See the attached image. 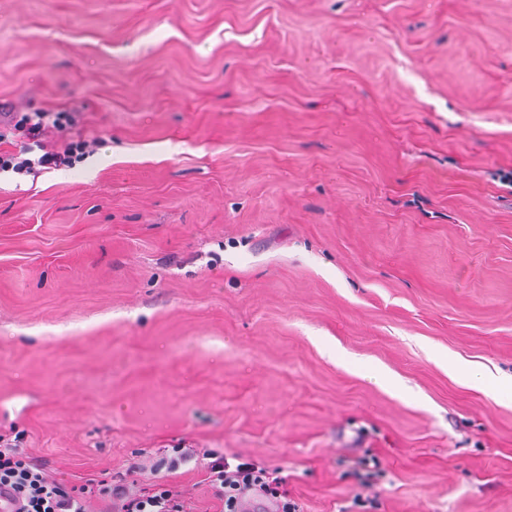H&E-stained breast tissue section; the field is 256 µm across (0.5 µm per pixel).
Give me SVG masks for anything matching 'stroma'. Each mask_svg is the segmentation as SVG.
I'll use <instances>...</instances> for the list:
<instances>
[{
	"mask_svg": "<svg viewBox=\"0 0 512 512\" xmlns=\"http://www.w3.org/2000/svg\"><path fill=\"white\" fill-rule=\"evenodd\" d=\"M0 432L240 454L298 512H512V0H0ZM380 473L362 484L358 457ZM75 116L72 112H32L24 115L16 121L14 127L23 132L28 143L20 150V154L34 153L36 150L43 152L38 157L21 158L15 154L0 153V170L13 171L16 174H30L35 165L44 169L70 167L83 155L87 149L96 145L95 141L84 139L72 140L64 143L60 151L47 150L43 141L46 131L50 128L60 132L67 130L75 124Z\"/></svg>",
	"mask_w": 512,
	"mask_h": 512,
	"instance_id": "obj_1",
	"label": "stroma"
}]
</instances>
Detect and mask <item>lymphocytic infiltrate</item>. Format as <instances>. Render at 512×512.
Here are the masks:
<instances>
[{
	"mask_svg": "<svg viewBox=\"0 0 512 512\" xmlns=\"http://www.w3.org/2000/svg\"><path fill=\"white\" fill-rule=\"evenodd\" d=\"M74 123L69 112L24 115L15 123L27 140L23 153L0 154V170L29 174L37 166H72L87 151L89 141L72 140L56 151L47 148L43 137L48 129L62 132ZM190 458V453L182 452L148 466L132 463L129 470L137 478L131 482L115 481L104 473L72 481L55 478L44 460L28 456L0 434V502L9 504V512H187L182 493L171 479ZM200 472L224 512H242V505L251 497L268 501L273 512H296L285 481L258 462L217 454Z\"/></svg>",
	"mask_w": 512,
	"mask_h": 512,
	"instance_id": "1",
	"label": "lymphocytic infiltrate"
}]
</instances>
